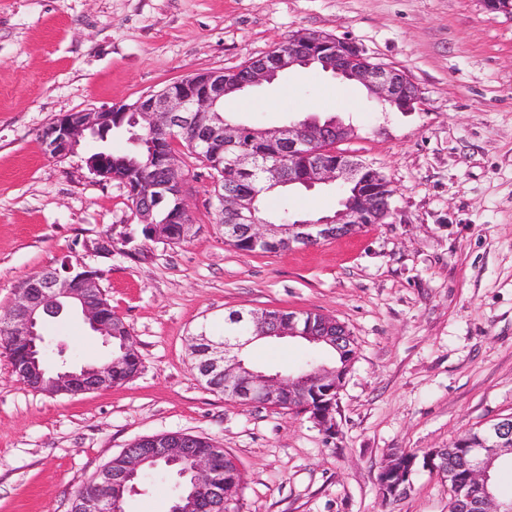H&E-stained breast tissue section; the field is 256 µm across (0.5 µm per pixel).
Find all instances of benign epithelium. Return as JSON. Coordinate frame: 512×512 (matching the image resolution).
I'll list each match as a JSON object with an SVG mask.
<instances>
[{
	"label": "benign epithelium",
	"instance_id": "7a95c632",
	"mask_svg": "<svg viewBox=\"0 0 512 512\" xmlns=\"http://www.w3.org/2000/svg\"><path fill=\"white\" fill-rule=\"evenodd\" d=\"M318 56L330 57L327 70L367 89L374 98L397 106L401 112H411L419 103L415 83L401 69L374 62L365 50L352 40L342 41L320 31H308L288 38V51L275 48L266 54L247 59L229 72L207 71L177 80L163 89L142 96L132 104H119L98 110L68 112L57 117L40 135L45 153L66 158L78 154L86 135L102 137L112 131L113 113L132 124L146 128L157 137L150 144L155 152L158 184L155 197L172 195L174 207L166 220L168 224L183 225V232L191 231L189 216L183 199V185L174 183L170 175L180 170L178 155L168 152L164 142L176 139L179 133H188L192 142H201L222 151L232 147L240 136V127L224 123V96L243 93L251 88L271 83L278 73ZM253 133L261 139L288 146V156L301 159L300 166L283 170L277 164L249 152L234 155V169L261 172L265 180L249 193L227 189L217 194V206L224 211L237 232H245L253 241L270 242L282 239L289 246H311L320 242L316 229L326 224H383L391 215L390 181L380 170L353 160L337 145L351 139L352 129L337 120L320 121L310 117L276 128H259ZM90 173L109 179L112 177V151L103 148L84 159ZM356 186L355 191L339 201L334 216L317 222L261 224L256 217L257 200L264 192L277 187L299 185L307 190L319 187ZM101 273L85 264L66 261L63 268L49 270L29 277L19 289L15 303L8 310L6 336L3 343L16 350L12 371L29 388L42 393L58 394L56 377L68 382L65 393L79 394L112 388V362L101 366H71L65 360L41 363L43 340L42 324L57 318L65 311L79 313L90 330L100 336L103 344L112 340L113 325L109 308L102 302ZM247 320L245 328L220 341L205 335L192 337V349L200 357L202 375L224 378L225 393L243 405L261 400L277 407L285 402H299L298 412L310 414V419L327 429L333 424L328 416L313 412L304 403V393L313 384H327L330 391L340 392L346 374L327 366L298 377L253 369L241 359L242 351L255 341L272 338H301L311 344L327 345L344 353L350 350L352 337L339 321L324 317L316 325L298 327L296 317L276 324L266 331L272 316L266 312L239 315ZM512 426V416L491 426L488 436L479 448L469 449L471 462L468 470H450L436 464L437 456L425 460V469L448 480V491L458 500L459 512H512V502L497 499L491 481V471L506 455H512V444L501 433ZM194 438L186 435L175 438L151 435L135 440L123 449L125 467L121 471L104 465L94 476L95 490L76 502V512H120L122 492L135 488L141 467L151 460H163L173 466L188 458L190 492L186 502L175 506L174 512H223L234 503L240 482L237 466L224 468V481H219L217 457L225 455L222 448L199 453L193 448ZM397 456H389L377 476L378 493L383 500H398L410 492L414 471L399 472Z\"/></svg>",
	"mask_w": 512,
	"mask_h": 512
}]
</instances>
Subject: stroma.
<instances>
[{"instance_id": "1", "label": "stroma", "mask_w": 512, "mask_h": 512, "mask_svg": "<svg viewBox=\"0 0 512 512\" xmlns=\"http://www.w3.org/2000/svg\"><path fill=\"white\" fill-rule=\"evenodd\" d=\"M322 31L403 69L420 103L400 112L317 68L230 98L241 123L272 128L322 102L355 134L350 155L383 171L392 216L278 253L243 252L215 219L208 170L181 151L190 240H144L125 187L87 170L101 146L46 154L55 118L131 104L186 76L234 68L289 36ZM110 235V254L95 251ZM102 273L130 328L139 373L107 391L30 390L0 353V512H69L95 472L144 436L209 438L237 464L240 512H448L426 470L382 504L391 449L445 448L512 415V16L484 0H0V312L62 260ZM313 311L343 323L356 357L333 432L285 408L240 405L192 368L190 339L232 311ZM49 332L72 363L107 347L78 316ZM309 344L259 343L258 367L295 365ZM179 484L143 478L126 512H169Z\"/></svg>"}]
</instances>
